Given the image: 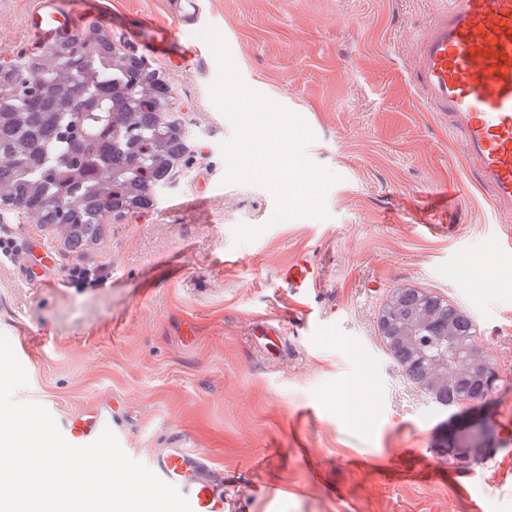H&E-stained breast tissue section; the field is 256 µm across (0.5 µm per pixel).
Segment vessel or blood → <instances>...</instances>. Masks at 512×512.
I'll return each instance as SVG.
<instances>
[{
	"instance_id": "b4317fda",
	"label": "vessel or blood",
	"mask_w": 512,
	"mask_h": 512,
	"mask_svg": "<svg viewBox=\"0 0 512 512\" xmlns=\"http://www.w3.org/2000/svg\"><path fill=\"white\" fill-rule=\"evenodd\" d=\"M176 4L177 25L154 23L130 40L151 55L180 44L183 26L200 24L203 9L200 0ZM76 19L63 0H34L25 13L27 30L43 48L76 34ZM410 83L475 165L491 198L497 239L512 248V0H449L418 35ZM121 418V403H102L65 417L60 430L68 443L85 446ZM147 466L178 489L191 512H224L223 471L182 437L155 449Z\"/></svg>"
}]
</instances>
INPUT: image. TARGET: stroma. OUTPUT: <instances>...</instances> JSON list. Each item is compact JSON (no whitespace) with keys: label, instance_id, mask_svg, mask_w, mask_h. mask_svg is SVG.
Masks as SVG:
<instances>
[{"label":"stroma","instance_id":"35a3bbf8","mask_svg":"<svg viewBox=\"0 0 512 512\" xmlns=\"http://www.w3.org/2000/svg\"><path fill=\"white\" fill-rule=\"evenodd\" d=\"M170 0H107L114 42ZM447 0H203L244 85L302 117L308 155L338 177L327 218L273 222L265 187L224 183L232 123L213 104L216 64L154 63L193 138L162 199L109 219L70 249L19 218L1 242L0 334L28 375L13 394L53 418L117 400V439L142 462L173 432L206 449L248 512H512V274L471 287L470 263L499 254L488 196L459 144L406 81L415 34ZM28 0H0V61L34 51ZM460 190L447 203L439 188ZM177 196L180 209L165 198ZM259 228L235 244L238 224ZM51 274L21 282L16 257ZM305 258L301 296L284 274ZM102 271L79 284L73 266ZM442 297L476 325L499 385L480 403L485 453L461 464L468 407H438L390 355L379 314L392 288ZM283 347L264 346L268 322Z\"/></svg>","mask_w":512,"mask_h":512}]
</instances>
